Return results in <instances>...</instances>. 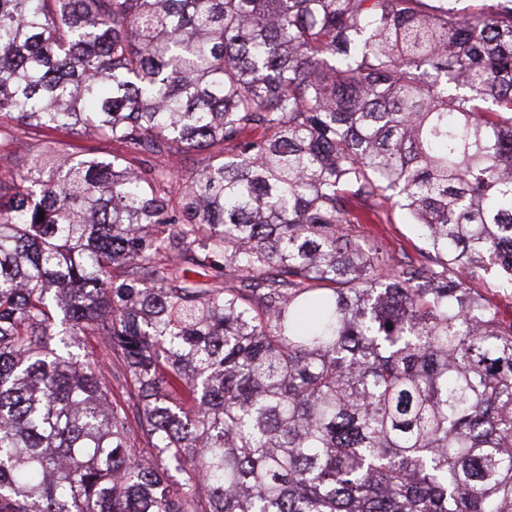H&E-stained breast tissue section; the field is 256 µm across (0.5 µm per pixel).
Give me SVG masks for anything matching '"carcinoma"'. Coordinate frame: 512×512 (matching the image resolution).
I'll return each mask as SVG.
<instances>
[{
	"instance_id": "1",
	"label": "carcinoma",
	"mask_w": 512,
	"mask_h": 512,
	"mask_svg": "<svg viewBox=\"0 0 512 512\" xmlns=\"http://www.w3.org/2000/svg\"><path fill=\"white\" fill-rule=\"evenodd\" d=\"M0 147V512H512V0H0ZM56 143L47 144L46 137L38 130L30 129L20 141L13 144L8 150L17 156L27 157L28 155L40 153L46 146H51L58 153L72 152L74 146L83 148L86 152L96 153L100 155L112 154V143L106 139L90 134L87 136H66L65 134H57L52 136ZM391 218L393 224H352L351 228L354 234L377 242L386 257L405 261L422 259L421 255L434 258L432 249L419 236L415 225L404 224L397 213ZM471 288L496 306L505 320L512 319V288H501L493 280L474 281L471 283Z\"/></svg>"
}]
</instances>
